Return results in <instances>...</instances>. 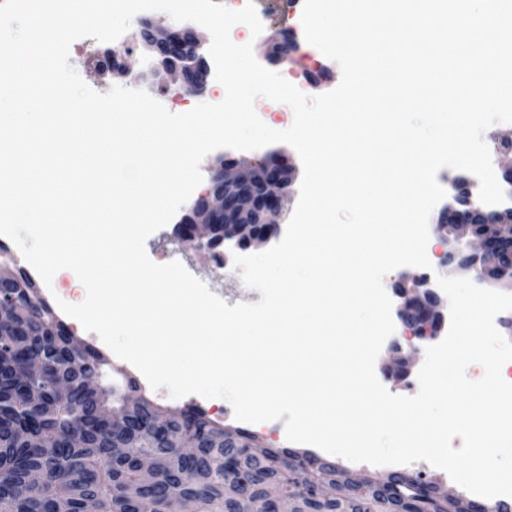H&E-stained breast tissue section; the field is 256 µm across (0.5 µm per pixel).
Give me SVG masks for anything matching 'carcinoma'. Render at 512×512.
<instances>
[{
    "mask_svg": "<svg viewBox=\"0 0 512 512\" xmlns=\"http://www.w3.org/2000/svg\"><path fill=\"white\" fill-rule=\"evenodd\" d=\"M1 265L14 274L0 280V309L18 305L22 314L0 333V512H85L90 502L98 512H137L144 500L157 512H239L242 493L286 497L295 512H512L464 497L450 503L418 474L350 475L330 459L267 448L250 431L192 410L170 413L146 397L129 404L136 383L76 343L14 260ZM35 361L48 374L22 383ZM164 413L166 429L194 444L191 457L146 428ZM118 443L132 453L112 455ZM144 456L159 460L149 482L139 477ZM34 474L40 483H30Z\"/></svg>",
    "mask_w": 512,
    "mask_h": 512,
    "instance_id": "1",
    "label": "carcinoma"
}]
</instances>
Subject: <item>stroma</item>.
I'll use <instances>...</instances> for the list:
<instances>
[{"mask_svg":"<svg viewBox=\"0 0 512 512\" xmlns=\"http://www.w3.org/2000/svg\"><path fill=\"white\" fill-rule=\"evenodd\" d=\"M288 6V0H259V8L268 15V22L262 33L255 39L253 51L261 65L270 70L290 75L308 94L316 95L334 89L341 80L339 65L333 60L315 58L306 48H299L285 61L269 62L267 54L275 42L285 36H296L297 31L290 22L284 21L282 14ZM108 45L92 38H84L73 43L69 62L75 67L81 78L94 90L105 93L112 86L122 85L146 92H169L172 100L166 101V108L174 113L186 110V104L177 100L176 95L182 86L164 75L154 72V63L146 48H138L124 57L128 73L124 76L113 74L102 67V56ZM149 258L158 264L173 260L179 261L193 276L205 283L211 292L222 296L227 304L238 302L255 303L260 301L258 291L247 288L232 265H225L223 271L213 269L209 254L196 252L180 242L176 236L175 223L153 233L146 241Z\"/></svg>","mask_w":512,"mask_h":512,"instance_id":"stroma-1","label":"stroma"}]
</instances>
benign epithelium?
<instances>
[{
	"label": "benign epithelium",
	"instance_id": "1",
	"mask_svg": "<svg viewBox=\"0 0 512 512\" xmlns=\"http://www.w3.org/2000/svg\"><path fill=\"white\" fill-rule=\"evenodd\" d=\"M202 41L195 31L181 37L157 26L147 50L168 49L157 61L164 73L185 81L186 73L201 66L205 75L211 67L201 53ZM219 187L208 189L194 199L181 219L182 241L197 252L210 253L217 247L246 250L264 245L276 233L277 218L294 182V169L288 163L261 166L220 155L210 167ZM445 225L439 266L474 275L479 282L512 284V206L487 210L479 201L477 184L470 181L465 194L454 193L452 201L438 214ZM423 289L414 304L421 309L423 322L418 329H405L406 345L391 344L390 368L408 374L415 341L435 337L442 331L445 313L437 286L428 278L415 279ZM243 512H294L286 498L269 507L263 501L247 503Z\"/></svg>",
	"mask_w": 512,
	"mask_h": 512
}]
</instances>
